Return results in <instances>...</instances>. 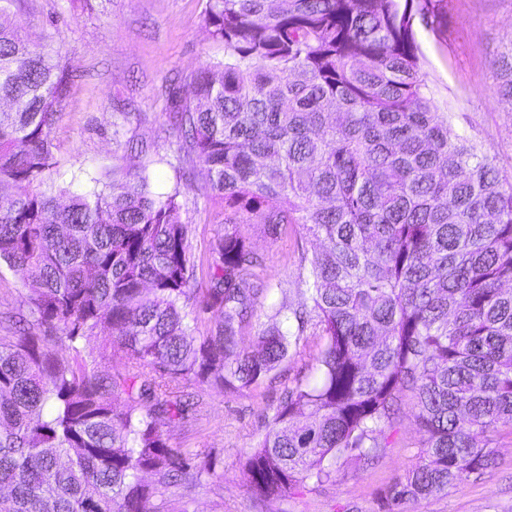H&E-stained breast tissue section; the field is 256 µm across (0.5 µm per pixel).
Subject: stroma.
I'll use <instances>...</instances> for the list:
<instances>
[{
	"label": "stroma",
	"mask_w": 512,
	"mask_h": 512,
	"mask_svg": "<svg viewBox=\"0 0 512 512\" xmlns=\"http://www.w3.org/2000/svg\"><path fill=\"white\" fill-rule=\"evenodd\" d=\"M206 6L207 0H25L30 39L54 33L73 73L51 129L56 187L79 192L90 178L111 170L112 98L119 94L135 112L123 129L124 140L155 144L148 168L153 191L174 188L176 137L163 90L169 78L188 76L223 57L222 45L207 32ZM413 30L439 111L512 175V102L497 96L494 67L497 56L512 46V0H427L426 16L414 20ZM205 185V174H197L182 211L202 289L210 286V247L224 233V202L209 197ZM241 230L264 258L259 275L273 283V300L297 304L298 231L270 240L261 225ZM280 282L285 290H277ZM321 346L320 337L307 335L297 355L250 389L234 394L203 389L197 410L170 425L172 446L197 453L198 464L212 469L187 497V512H385L388 489L404 479L422 440L407 397L387 447L374 460H349L334 482L280 499L257 501L248 488L246 457L266 433L285 390L308 375ZM491 447L496 464L481 479L434 493L416 504L415 512H512V432L494 435Z\"/></svg>",
	"instance_id": "1"
}]
</instances>
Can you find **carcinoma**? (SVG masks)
I'll list each match as a JSON object with an SVG mask.
<instances>
[{
    "label": "carcinoma",
    "mask_w": 512,
    "mask_h": 512,
    "mask_svg": "<svg viewBox=\"0 0 512 512\" xmlns=\"http://www.w3.org/2000/svg\"><path fill=\"white\" fill-rule=\"evenodd\" d=\"M24 2L0 0V263L25 290L0 335V512H185L162 488L190 492L203 468L161 424L187 417L191 387L260 383L310 326L318 378L288 390L247 458L257 500L375 455L406 394L423 442L387 512L493 467L490 436L512 431V182L433 102L421 0H207L224 56L188 92L166 87L179 182L165 196L122 163L85 191L40 190L70 72L52 34L25 35ZM495 67L512 101V48ZM112 112L116 147L150 155L119 140L129 103ZM199 168L224 200L202 293L181 221ZM241 214L316 241L286 326ZM255 324L257 348L241 346ZM118 355L124 372L102 373Z\"/></svg>",
    "instance_id": "obj_1"
}]
</instances>
